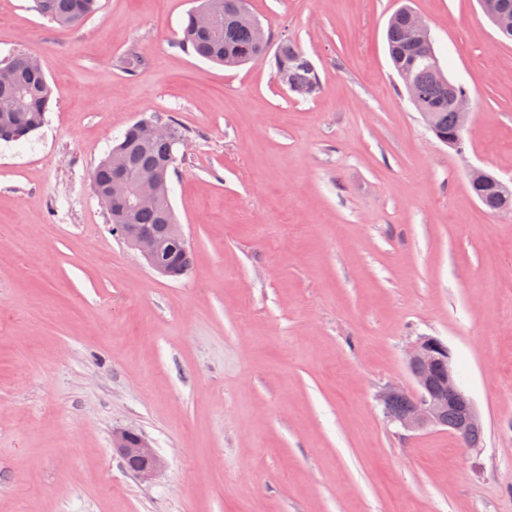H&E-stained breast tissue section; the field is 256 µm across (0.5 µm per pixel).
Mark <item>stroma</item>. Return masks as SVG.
<instances>
[{
    "label": "stroma",
    "instance_id": "35a3bbf8",
    "mask_svg": "<svg viewBox=\"0 0 512 512\" xmlns=\"http://www.w3.org/2000/svg\"><path fill=\"white\" fill-rule=\"evenodd\" d=\"M75 27L0 0V60H40L44 125L0 144V512H512V40L478 0H412L470 91L463 152L408 99L385 31L402 0H249L321 89L177 40L193 0H101ZM147 60L120 66L129 51ZM192 138L171 203L193 261L173 280L112 233L92 169L144 116ZM449 348L478 447L406 433L378 401ZM141 433L143 479L112 444ZM470 183L473 185H477L484 182L495 181L499 186H501L504 190L511 192V180L510 182H505L493 174L480 169L474 168L471 170L469 175ZM471 186V185H470ZM473 193L479 199V201L484 205V207L489 212H496L499 208L506 204L512 207V192L506 193L503 192V195L496 193L494 189L484 186H471Z\"/></svg>",
    "mask_w": 512,
    "mask_h": 512
}]
</instances>
